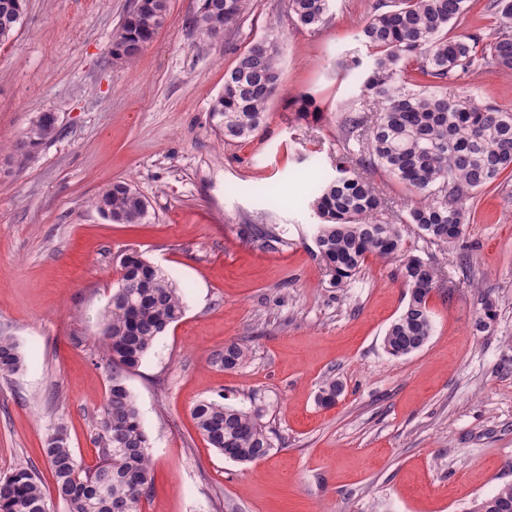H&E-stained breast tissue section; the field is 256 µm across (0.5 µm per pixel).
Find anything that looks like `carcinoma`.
I'll use <instances>...</instances> for the list:
<instances>
[{
	"label": "carcinoma",
	"instance_id": "obj_1",
	"mask_svg": "<svg viewBox=\"0 0 512 512\" xmlns=\"http://www.w3.org/2000/svg\"><path fill=\"white\" fill-rule=\"evenodd\" d=\"M249 0H198L195 26L213 22L234 27ZM145 10L128 13L112 40V58L132 62L151 43L167 17V0H144ZM501 17L493 31L448 36V27L465 15L468 0H399L377 6L359 31L371 61L360 109L346 113V132L336 156V177L319 182L311 206L318 218L317 255L338 285L355 276L366 259H399L408 300L383 337L394 358L420 350L433 332L428 298L437 270L407 253L397 225L379 218L386 208L373 182L346 166L351 144L360 165L380 170L409 194L404 223L419 235L446 243L460 238L470 223V200L512 176V109L481 101L466 90L454 99L446 89L495 67L512 70V0H493ZM26 10V0H0V42L9 40ZM294 22L308 30L326 23L330 0H288ZM280 46L271 38L254 39L224 73V92L211 112L226 142H242L266 124L267 105L281 86ZM95 208L118 224H141L148 204L129 183L110 184L94 199ZM119 287L112 295L102 330L103 351L113 368L134 369L154 341L185 310L184 295L162 268L132 252L121 262ZM248 349L232 342L213 355L226 370L243 365ZM13 337L0 334V377L24 367ZM343 386L327 379L319 401L331 406ZM196 426L209 444L239 463L263 458L272 448L258 410L201 401L193 408ZM99 461L84 468L60 429L43 448L55 492L68 512H139L153 486L149 440L134 397L119 374H112L96 437ZM47 501L42 480L32 468L19 467L0 477V512H42ZM472 512H512V485L476 502Z\"/></svg>",
	"mask_w": 512,
	"mask_h": 512
}]
</instances>
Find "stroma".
<instances>
[{
	"label": "stroma",
	"instance_id": "35a3bbf8",
	"mask_svg": "<svg viewBox=\"0 0 512 512\" xmlns=\"http://www.w3.org/2000/svg\"><path fill=\"white\" fill-rule=\"evenodd\" d=\"M379 3L394 0H332L313 31L287 0H251L213 38L193 25L197 0H168L164 27L125 64L112 36L134 0H27L0 43V334L25 356L0 378V473L24 465L52 489L43 448L59 427L78 461L97 463L112 378L101 319L136 251L185 294L180 321L122 374L150 439L141 512H469L512 485V179L478 194L473 221L446 244L404 224V189L368 170L408 252L438 273L433 333L408 356L382 344L406 302L397 262L368 258L339 288L315 255L312 185L334 176L342 118L363 99L350 62L367 55L357 34ZM260 37L281 47L283 89L259 133L228 144L211 105ZM464 86L512 108V71ZM302 94L315 115L299 116ZM42 112L58 133L22 154ZM118 180L147 200L144 223L93 207ZM488 300L496 319L481 330ZM230 342L249 357L227 370L212 356ZM328 378L343 393L324 407ZM202 400L261 408L270 452L225 458L196 427Z\"/></svg>",
	"mask_w": 512,
	"mask_h": 512
}]
</instances>
